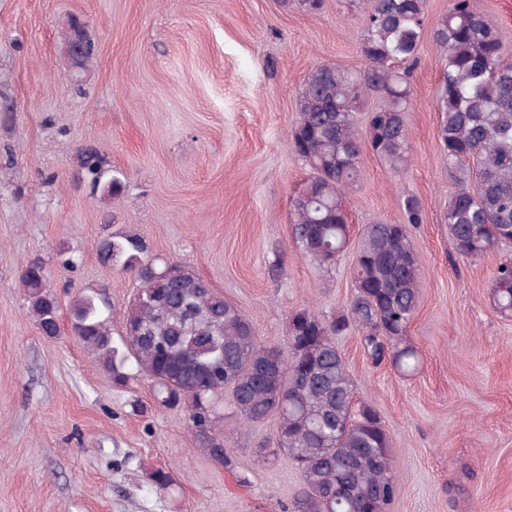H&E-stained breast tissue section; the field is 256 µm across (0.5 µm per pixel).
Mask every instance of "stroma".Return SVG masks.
<instances>
[{
    "label": "stroma",
    "mask_w": 512,
    "mask_h": 512,
    "mask_svg": "<svg viewBox=\"0 0 512 512\" xmlns=\"http://www.w3.org/2000/svg\"><path fill=\"white\" fill-rule=\"evenodd\" d=\"M449 0H424L426 35L409 78L411 162L367 157L345 196L353 228L409 226L422 297L408 329L414 372L372 362L357 332L337 340L358 401L391 440L400 494L390 512H512V317L490 303L502 250L459 258L443 215L454 185L436 132L443 65L430 35ZM84 19L95 58L79 80L65 34ZM362 16L348 0L316 12L280 0H0V512H299L302 478L272 457L274 419L242 427L222 402L227 468L199 450L185 414L159 407L147 381L113 384L71 330L91 289L120 329L136 283L100 259L103 237L136 234L147 257L192 266L284 345L291 312L330 317L353 294L352 254L335 270L302 257L292 197L310 176L289 132L295 99L321 64L361 70ZM98 148L124 176L119 201L91 195L76 151ZM79 255L77 267L61 256ZM43 267L60 305L42 334L21 284ZM170 475L166 489L151 479Z\"/></svg>",
    "instance_id": "stroma-1"
}]
</instances>
